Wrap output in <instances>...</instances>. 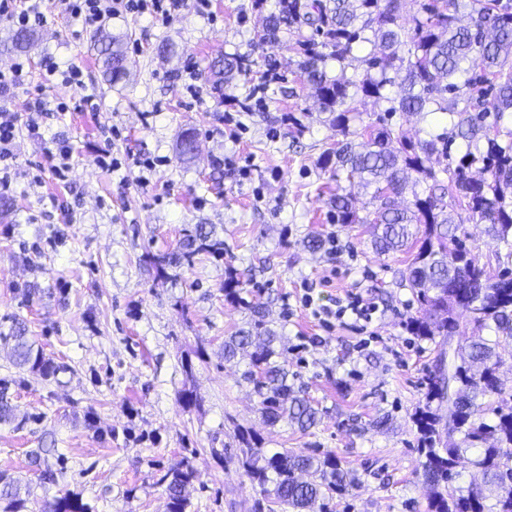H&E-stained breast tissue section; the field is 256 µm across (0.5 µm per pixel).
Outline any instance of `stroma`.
Returning a JSON list of instances; mask_svg holds the SVG:
<instances>
[{
	"mask_svg": "<svg viewBox=\"0 0 512 512\" xmlns=\"http://www.w3.org/2000/svg\"><path fill=\"white\" fill-rule=\"evenodd\" d=\"M277 0H211L212 18L185 12L164 24L148 14L115 19L107 32L123 37L125 81L110 84L93 47L94 30L45 4L46 22L25 52L0 45V69L26 62L32 84L44 57L79 64L83 87L53 82L48 100L65 112L27 111L24 95L0 104L15 119L19 176L0 215V331L26 325L45 356L66 364L51 380L15 368L0 348V378L11 388L16 418L0 424V471L30 483V512H43L58 493L40 484L29 464L35 448L68 459L67 487L90 512H166V494L153 473L189 458L197 478L192 512H254L260 494L215 454L235 451L238 430L257 433L267 452L293 448L330 451L357 481L334 498L335 512H428L423 455L411 416L424 403V382L441 338L407 329L417 303L400 283L408 253L377 254L364 224L328 219L334 188L372 207L358 183L335 181L321 164L342 135L323 112L299 68L294 44L308 26L281 33L259 48L255 34L276 13ZM174 56H163L162 44ZM250 56L249 74L219 86L208 73L217 61ZM195 64L194 75L183 71ZM275 81L265 82V72ZM195 83L190 96L186 83ZM96 109L81 108L84 96ZM239 125L227 135L225 113ZM442 113L395 114L397 133L417 139L451 131ZM38 124L33 138L29 124ZM199 133L191 157L179 153L182 133ZM66 140L67 180L55 176L43 142ZM110 149L121 166L98 163ZM162 156L146 171L137 159ZM479 260L512 253L463 209L453 212ZM214 225L220 257L198 256L193 266L159 272L155 257L178 249L187 228ZM336 234L340 250L312 253L309 235ZM236 275L245 304L224 297ZM360 292L379 310L369 331L325 325L314 311ZM313 303L303 306L302 293ZM269 307V326L283 338V356L296 386L324 415L302 431L267 425L258 398L244 382V364L225 362L224 340L249 320L248 302ZM196 407L183 408L182 391ZM93 412L96 426L84 425Z\"/></svg>",
	"mask_w": 512,
	"mask_h": 512,
	"instance_id": "stroma-1",
	"label": "stroma"
}]
</instances>
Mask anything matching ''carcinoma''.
<instances>
[{
	"mask_svg": "<svg viewBox=\"0 0 512 512\" xmlns=\"http://www.w3.org/2000/svg\"><path fill=\"white\" fill-rule=\"evenodd\" d=\"M407 0H288L258 33L262 44L278 40L279 33L299 22L311 25L313 38L296 42L303 57L307 82L315 90L324 111L332 114L336 130L347 133L358 114L360 97H384L404 73L390 112H443L461 116L455 131L445 137L406 141L392 130L374 125L362 128L363 141H338L324 152L322 165L334 174L357 178L372 187L375 209L360 215L350 197L336 193L329 199L335 224L374 225L373 248L379 254L406 250L411 259L401 271V282L411 288L419 304L408 322L416 336L463 337L452 355L442 349L427 378L425 403L412 421L426 450L423 467L430 486L428 512H512V393H506L497 375L503 351L512 345V271L493 269L472 253L460 231L448 201L469 211L486 225V231L506 247H512V130L500 140L499 122L512 112V0H469L468 20L459 24V0H414L416 10L405 22ZM371 36H366V33ZM321 41H316V38ZM33 34L17 30L8 43L27 50ZM379 43V54L369 59L374 74L354 81L327 76L324 63L345 64L359 42ZM407 52H402V48ZM104 76L111 83L128 74L129 62L120 40L101 42ZM465 77L468 96H459L457 80ZM493 95L494 112L481 108ZM466 141V151L452 158L455 138ZM484 147H479L480 141ZM414 197L413 208L401 209L397 200L406 189ZM214 228L197 224L187 230L182 248L159 260L163 266H190L197 255H224V242L213 238ZM241 281L224 282V297L245 305L252 314L250 327L224 340V360L248 358L243 379L253 385L266 422L286 421L301 430L316 426L321 411L288 381V368L280 360V337L266 321V309L242 297ZM466 319L470 335L460 330ZM494 333V337L484 332ZM10 346L19 369L45 380L68 370L63 363L45 358L36 341L27 336L23 323L0 333ZM12 380L0 378V424L14 419ZM437 407H432V403ZM490 412V423L475 414ZM453 428L462 444L437 448L440 430ZM242 447L224 455L214 452L219 464H233L268 497V512H332L334 495L346 491L355 475L341 467L332 452L305 454L285 449L264 452L261 441L249 431L239 432ZM479 449L476 457L467 456ZM44 449L30 451L42 484L55 485L67 473V457L59 452L56 466L44 464ZM475 470L468 489L453 485L461 471ZM311 479L301 481L298 473ZM197 477L186 458L155 474L165 487L168 512H189L185 489ZM29 488L19 478L0 472V512H28ZM46 512H89L79 494L65 490L46 505Z\"/></svg>",
	"mask_w": 512,
	"mask_h": 512,
	"instance_id": "cac0c4a2",
	"label": "carcinoma"
}]
</instances>
